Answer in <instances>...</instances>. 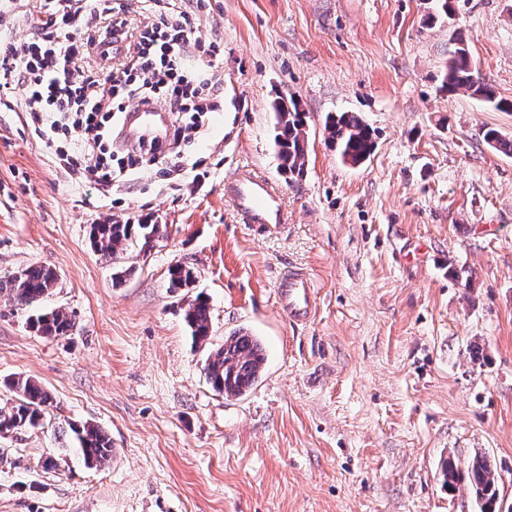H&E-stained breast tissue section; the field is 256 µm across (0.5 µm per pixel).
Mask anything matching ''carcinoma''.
I'll return each instance as SVG.
<instances>
[{
	"label": "carcinoma",
	"mask_w": 512,
	"mask_h": 512,
	"mask_svg": "<svg viewBox=\"0 0 512 512\" xmlns=\"http://www.w3.org/2000/svg\"><path fill=\"white\" fill-rule=\"evenodd\" d=\"M440 89L454 94L460 89L490 103L503 112L512 111V102L496 98L493 88L486 83L473 64L471 57L453 53L442 75ZM277 118L276 143L282 167L288 173L302 175L306 165V132L302 113L294 101L281 100L275 104ZM329 139L343 160L353 165L364 163L371 155L374 142L370 128L355 114L342 112L327 118ZM484 141L491 148L512 154V140L498 130L488 128ZM159 224H120L116 221L93 224L90 240L93 247L114 259L121 257L129 248L143 240L147 245L158 234ZM170 287L190 288L196 281V273L189 266L175 264L169 269ZM56 284L55 272L43 265H31L16 272L6 280H0V291H9L20 305L29 306L47 297ZM185 321L191 328L197 344L209 339L208 302L198 296L185 310ZM28 328L44 337L66 336L73 322L62 311L32 315ZM265 356L260 342L247 334L235 333L224 339V345L211 351L203 370L212 389L225 397L244 395L258 380ZM14 393L16 401L10 410L0 411V435L23 427L43 424L53 406L51 395L35 380L14 376L3 382ZM78 448L85 462L102 464L112 454V441L99 428L76 424L71 427ZM467 472L476 500L481 502V512H496L498 483L491 461L484 455L474 456L467 464Z\"/></svg>",
	"instance_id": "1"
}]
</instances>
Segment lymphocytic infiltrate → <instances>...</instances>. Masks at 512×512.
Masks as SVG:
<instances>
[{
    "instance_id": "lymphocytic-infiltrate-1",
    "label": "lymphocytic infiltrate",
    "mask_w": 512,
    "mask_h": 512,
    "mask_svg": "<svg viewBox=\"0 0 512 512\" xmlns=\"http://www.w3.org/2000/svg\"><path fill=\"white\" fill-rule=\"evenodd\" d=\"M206 8V0H142L134 19L122 0H29L23 19L33 40H0V97L22 90L39 137L84 179L123 184L160 165L186 171L181 154L162 143L114 146L112 130L132 99L170 108L173 145L198 130L197 115L220 110V45L194 38ZM112 37L124 44L121 60L85 69L83 60Z\"/></svg>"
}]
</instances>
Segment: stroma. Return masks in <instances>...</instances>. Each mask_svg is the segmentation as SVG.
Masks as SVG:
<instances>
[{"mask_svg":"<svg viewBox=\"0 0 512 512\" xmlns=\"http://www.w3.org/2000/svg\"><path fill=\"white\" fill-rule=\"evenodd\" d=\"M430 0H211L196 37L218 40L222 110L184 146L205 179L144 174L125 187L78 184L15 99L0 101V279L30 265L57 274L42 310L70 335L46 338L0 293L2 382L33 378L52 397L45 427L0 435V512H480L444 459L486 456L512 512V112L442 93L464 41L497 97L512 101V0H457L425 24ZM307 132L302 176L280 168L277 97ZM352 112L373 131L363 164L342 161L325 128ZM248 165L279 188L281 233L236 222L224 179ZM122 207H112L113 197ZM148 220L161 232L124 263L90 244L91 225ZM194 267L172 291L168 269ZM309 274L316 309L288 321L277 288ZM207 299L210 337L184 310ZM257 337L265 366L228 398L202 367L226 336ZM116 453L85 463L70 424Z\"/></svg>","mask_w":512,"mask_h":512,"instance_id":"obj_1","label":"stroma"}]
</instances>
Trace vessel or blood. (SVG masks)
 I'll return each instance as SVG.
<instances>
[{
  "label": "vessel or blood",
  "mask_w": 512,
  "mask_h": 512,
  "mask_svg": "<svg viewBox=\"0 0 512 512\" xmlns=\"http://www.w3.org/2000/svg\"><path fill=\"white\" fill-rule=\"evenodd\" d=\"M123 128L130 140L164 139L168 131L166 109L157 104L137 103L126 109ZM224 194L243 223L271 228L288 221V209L280 191L251 168L238 169L225 182ZM278 300L290 320L307 318L316 301L312 280L299 272L289 275L278 287Z\"/></svg>",
  "instance_id": "obj_1"
}]
</instances>
